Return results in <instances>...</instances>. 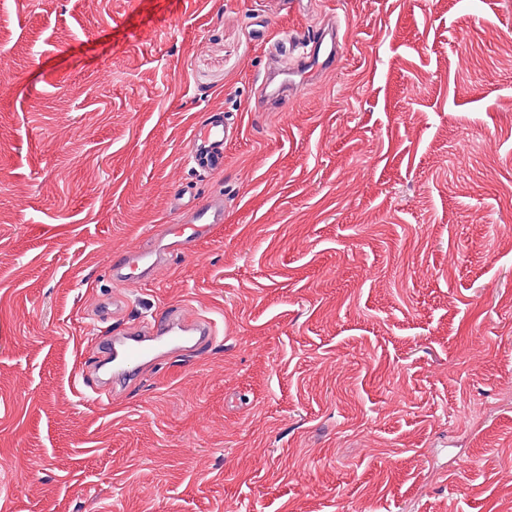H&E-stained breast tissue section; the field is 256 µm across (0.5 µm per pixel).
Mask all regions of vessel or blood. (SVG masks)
<instances>
[{"label":"vessel or blood","mask_w":512,"mask_h":512,"mask_svg":"<svg viewBox=\"0 0 512 512\" xmlns=\"http://www.w3.org/2000/svg\"><path fill=\"white\" fill-rule=\"evenodd\" d=\"M346 29V24L336 19L311 26L301 34L285 32L266 38V65L255 90L257 111H284L288 101L302 95L309 81L334 71L344 55ZM238 135V124L220 112L196 123L189 138V163L203 173L223 171L224 148ZM192 193V187L186 185L175 197L174 207L181 219L166 227L164 244L125 249L113 262V314H123L137 288L155 280L169 267L172 257L195 253L198 244L223 223V197L212 196L201 202ZM218 336V323L209 314L176 306L163 317L93 337L96 400L115 398L138 383L146 368L199 352L215 343Z\"/></svg>","instance_id":"vessel-or-blood-1"}]
</instances>
